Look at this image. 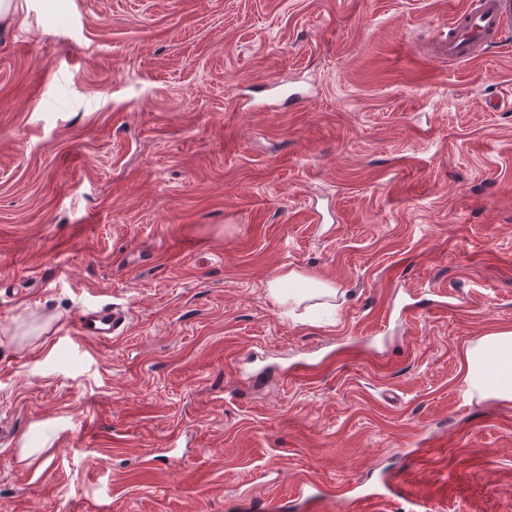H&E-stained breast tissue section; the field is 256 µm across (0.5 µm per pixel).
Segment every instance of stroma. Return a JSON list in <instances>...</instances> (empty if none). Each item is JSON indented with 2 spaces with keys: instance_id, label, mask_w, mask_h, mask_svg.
I'll list each match as a JSON object with an SVG mask.
<instances>
[{
  "instance_id": "1",
  "label": "stroma",
  "mask_w": 512,
  "mask_h": 512,
  "mask_svg": "<svg viewBox=\"0 0 512 512\" xmlns=\"http://www.w3.org/2000/svg\"><path fill=\"white\" fill-rule=\"evenodd\" d=\"M469 2L15 0L0 512H375L338 492L380 471L512 512V401L462 394L512 330V29L448 60ZM289 268L330 316L269 300ZM92 300L130 323L81 357ZM267 288L268 296L275 304L288 306L292 311L309 301H315L309 307L336 308V287L302 271H283L271 279Z\"/></svg>"
}]
</instances>
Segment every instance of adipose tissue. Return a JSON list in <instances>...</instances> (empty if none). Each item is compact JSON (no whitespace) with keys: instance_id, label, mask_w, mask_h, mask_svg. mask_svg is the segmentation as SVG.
Listing matches in <instances>:
<instances>
[{"instance_id":"1","label":"adipose tissue","mask_w":512,"mask_h":512,"mask_svg":"<svg viewBox=\"0 0 512 512\" xmlns=\"http://www.w3.org/2000/svg\"><path fill=\"white\" fill-rule=\"evenodd\" d=\"M338 291L332 284L294 269L279 273L268 284V296L277 305L297 308L312 301L335 307ZM464 380L471 393L512 401V330L478 337L465 352Z\"/></svg>"}]
</instances>
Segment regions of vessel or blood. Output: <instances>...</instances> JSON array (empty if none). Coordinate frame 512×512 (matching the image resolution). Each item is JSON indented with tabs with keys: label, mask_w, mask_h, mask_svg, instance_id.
Wrapping results in <instances>:
<instances>
[{
	"label": "vessel or blood",
	"mask_w": 512,
	"mask_h": 512,
	"mask_svg": "<svg viewBox=\"0 0 512 512\" xmlns=\"http://www.w3.org/2000/svg\"><path fill=\"white\" fill-rule=\"evenodd\" d=\"M512 22V0H472L467 11L448 27L444 50L449 60L465 63L500 44L503 28ZM129 323L124 308L114 304L87 303L72 323L76 346L92 340H108L122 335Z\"/></svg>",
	"instance_id": "vessel-or-blood-1"
}]
</instances>
